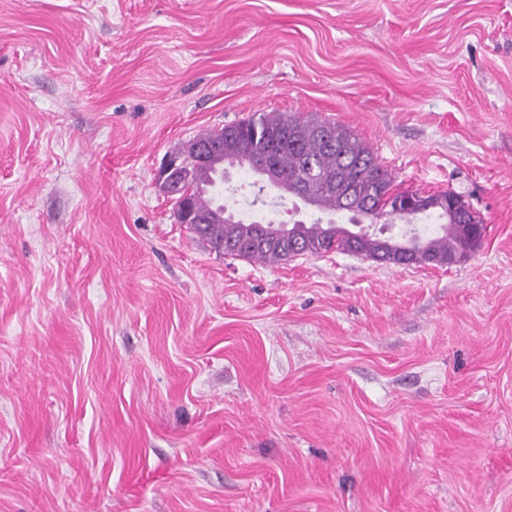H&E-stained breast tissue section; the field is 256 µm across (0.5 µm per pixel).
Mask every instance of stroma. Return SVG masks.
I'll list each match as a JSON object with an SVG mask.
<instances>
[{"label": "stroma", "mask_w": 512, "mask_h": 512, "mask_svg": "<svg viewBox=\"0 0 512 512\" xmlns=\"http://www.w3.org/2000/svg\"><path fill=\"white\" fill-rule=\"evenodd\" d=\"M269 112L482 246L215 251L159 165ZM0 512H512V0H0Z\"/></svg>", "instance_id": "1"}]
</instances>
